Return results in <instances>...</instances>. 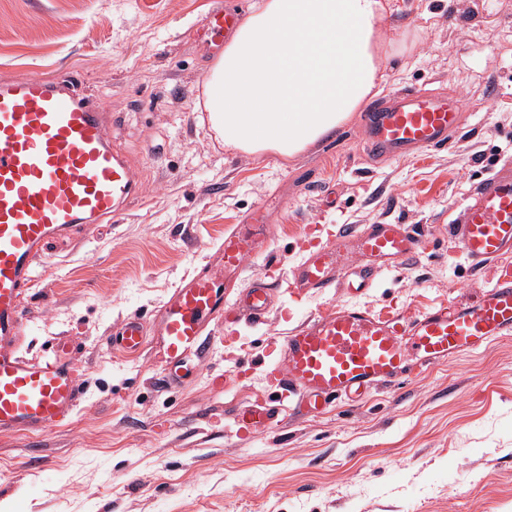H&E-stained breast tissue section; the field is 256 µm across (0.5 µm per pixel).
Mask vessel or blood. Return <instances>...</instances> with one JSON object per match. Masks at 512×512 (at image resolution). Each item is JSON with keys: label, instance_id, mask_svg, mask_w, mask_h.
Listing matches in <instances>:
<instances>
[{"label": "vessel or blood", "instance_id": "b4317fda", "mask_svg": "<svg viewBox=\"0 0 512 512\" xmlns=\"http://www.w3.org/2000/svg\"><path fill=\"white\" fill-rule=\"evenodd\" d=\"M243 7L212 8L198 32L222 42L233 35ZM66 69L52 75L0 79V435L46 433L76 411L82 388L65 342L48 354L24 349L25 300L49 244L98 224L116 223L141 202L138 179L112 146L102 112ZM462 125L447 92L406 90L371 105L361 116L370 150L381 158L445 146ZM262 210L224 234L199 270L183 279L153 318L133 314L113 326L108 344L126 355L150 351L162 384L174 389L209 354L213 329L260 322L277 299L325 294L359 295L376 276L402 266L423 239L405 224L339 225L306 249L291 277H255L241 285L247 261L268 248ZM472 266L497 264L493 283L467 304L430 308L409 322L342 303L311 316L281 341L266 379L278 400L315 414L339 399L355 401L375 385L398 384L413 368L451 362L512 335V158L501 159L478 182L448 226ZM359 263H352V256ZM275 409L265 402L238 413L248 435L266 430Z\"/></svg>", "mask_w": 512, "mask_h": 512}]
</instances>
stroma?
<instances>
[{"mask_svg":"<svg viewBox=\"0 0 512 512\" xmlns=\"http://www.w3.org/2000/svg\"><path fill=\"white\" fill-rule=\"evenodd\" d=\"M210 0H0V78L75 70L114 116L107 134L144 202L89 241L53 243L26 302L29 354L70 341L85 396L40 435H0V512H512V337L378 386L326 412H282L248 438L234 418L266 396L273 344L344 290L284 301L226 337L170 391L149 354L113 353L124 316H152L227 227L266 207L265 270L289 277L335 224L424 228L420 252L380 273L368 307L407 318L468 303L491 271L448 235L469 190L512 156V0H388L393 58L383 94L456 95L463 124L446 147L375 160L360 116L290 159L225 146L202 80L216 58L195 37Z\"/></svg>","mask_w":512,"mask_h":512,"instance_id":"1","label":"stroma"}]
</instances>
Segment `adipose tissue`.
I'll use <instances>...</instances> for the list:
<instances>
[{
  "instance_id": "adipose-tissue-1",
  "label": "adipose tissue",
  "mask_w": 512,
  "mask_h": 512,
  "mask_svg": "<svg viewBox=\"0 0 512 512\" xmlns=\"http://www.w3.org/2000/svg\"><path fill=\"white\" fill-rule=\"evenodd\" d=\"M383 0H257L206 86L234 149L293 157L360 111L391 58Z\"/></svg>"
}]
</instances>
